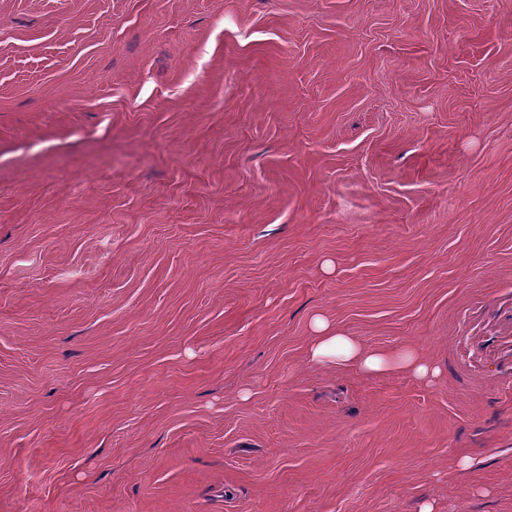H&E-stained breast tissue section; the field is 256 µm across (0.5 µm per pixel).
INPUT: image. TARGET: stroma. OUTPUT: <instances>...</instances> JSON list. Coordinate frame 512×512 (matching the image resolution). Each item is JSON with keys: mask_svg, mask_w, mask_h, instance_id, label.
Here are the masks:
<instances>
[{"mask_svg": "<svg viewBox=\"0 0 512 512\" xmlns=\"http://www.w3.org/2000/svg\"><path fill=\"white\" fill-rule=\"evenodd\" d=\"M426 502L512 512V0H0V512ZM312 326L315 335L308 348V358L313 363L355 365L368 374L406 371L421 379H427L438 372L436 367L424 361L415 351L405 350L393 354L364 350L350 336L334 329L324 318L316 317Z\"/></svg>", "mask_w": 512, "mask_h": 512, "instance_id": "stroma-1", "label": "stroma"}]
</instances>
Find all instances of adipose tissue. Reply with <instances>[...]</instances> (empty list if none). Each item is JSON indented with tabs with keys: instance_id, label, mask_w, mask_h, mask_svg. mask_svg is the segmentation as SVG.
<instances>
[{
	"instance_id": "1",
	"label": "adipose tissue",
	"mask_w": 512,
	"mask_h": 512,
	"mask_svg": "<svg viewBox=\"0 0 512 512\" xmlns=\"http://www.w3.org/2000/svg\"><path fill=\"white\" fill-rule=\"evenodd\" d=\"M313 332L308 358L316 364L353 365L368 374L406 371L421 379L437 372L436 367L412 350L393 354L362 349L351 337L338 332L321 317L314 319Z\"/></svg>"
}]
</instances>
